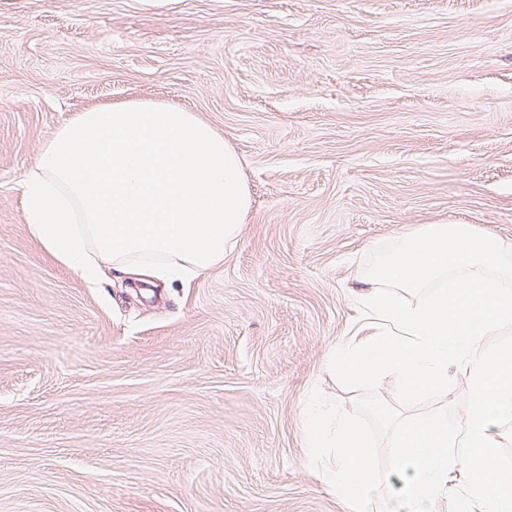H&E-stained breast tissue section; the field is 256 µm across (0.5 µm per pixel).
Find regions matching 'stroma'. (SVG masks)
<instances>
[{
  "instance_id": "1",
  "label": "stroma",
  "mask_w": 512,
  "mask_h": 512,
  "mask_svg": "<svg viewBox=\"0 0 512 512\" xmlns=\"http://www.w3.org/2000/svg\"><path fill=\"white\" fill-rule=\"evenodd\" d=\"M194 112L250 211L186 283L91 284L24 221L40 146L104 103ZM424 224L512 244V0H0V512H351L312 389L365 260Z\"/></svg>"
}]
</instances>
